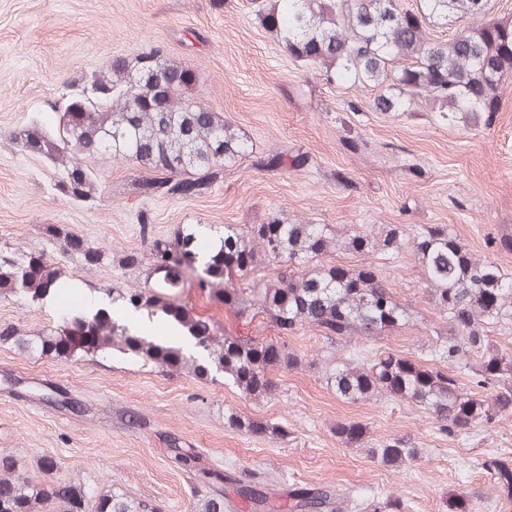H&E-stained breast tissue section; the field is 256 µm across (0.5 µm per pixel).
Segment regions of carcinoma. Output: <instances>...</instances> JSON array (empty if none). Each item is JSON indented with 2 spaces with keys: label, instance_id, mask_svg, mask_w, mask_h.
Masks as SVG:
<instances>
[{
  "label": "carcinoma",
  "instance_id": "obj_1",
  "mask_svg": "<svg viewBox=\"0 0 512 512\" xmlns=\"http://www.w3.org/2000/svg\"><path fill=\"white\" fill-rule=\"evenodd\" d=\"M491 9V0H416L410 6L403 0H262L256 16L292 60L331 83L375 92L372 110L387 116L422 110L471 132L492 125L503 91L512 84V15H494ZM450 22L459 27L447 41L429 37V27ZM185 72L159 47L130 60L117 57L72 90L57 130L32 121L15 133V143L49 160L55 190L72 200L89 198L99 185L97 174L77 156L102 153L157 174L134 183L140 195L177 200L204 195L224 179L225 169L252 156L253 147L237 125L188 95L193 80L182 79ZM283 164L280 152L254 160L262 171ZM140 221L143 248L124 254L121 264L145 272L143 284L100 293L139 318L163 319L179 332V340L154 339L138 322L115 314L89 319L69 313L40 337L42 352L92 360L115 351L163 372L222 375L224 384L244 398L265 400L279 391V375L313 365L285 337L310 328L331 343L380 342L409 325V309L367 261L371 253L409 247L443 320L430 330L435 346L428 357L436 365L388 347L365 359L352 351L328 372L327 383L346 401L384 396L411 402L452 437L512 415V352L490 338V328L512 320V274L487 257H475L448 225L427 224L411 239L399 224L377 235L364 229L342 236L329 224L285 222L270 213L259 224L224 226L215 243L213 230L203 224L161 234L145 217ZM43 235L85 265L100 261L101 252L76 234L45 224ZM337 252L357 260L322 263ZM193 269L197 287L240 319L261 316L279 339L232 336L193 314L178 300L184 275ZM60 278V269L41 252L0 248V293L40 304L61 288ZM228 421L249 435L282 433L271 423L233 412ZM335 433L343 444L366 446L394 467H410L420 458V446L410 437L372 441L351 421L336 424ZM196 479L209 489L202 512H224L232 492L253 512H263L275 495L260 473L244 481L233 470H201ZM495 481L504 496H512L511 468L495 467ZM281 495L284 512H339L346 502L326 485L283 489ZM40 506L45 512H88V494L75 482L33 484L20 472L17 456L1 455L0 512H36ZM354 507L405 512L404 503L390 496L365 497ZM95 512L157 510L142 499L108 491L99 495ZM448 512H479L478 502L459 491L449 498Z\"/></svg>",
  "mask_w": 512,
  "mask_h": 512
}]
</instances>
